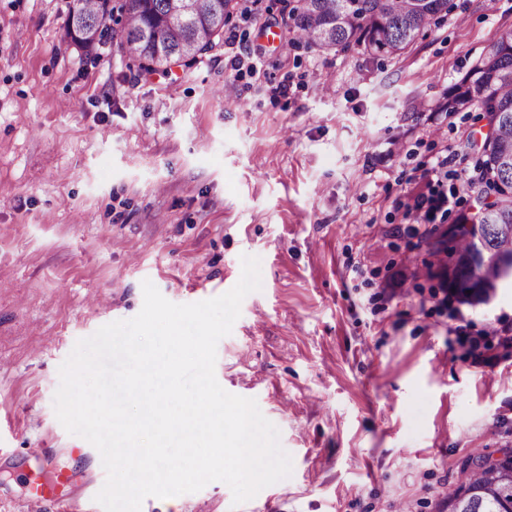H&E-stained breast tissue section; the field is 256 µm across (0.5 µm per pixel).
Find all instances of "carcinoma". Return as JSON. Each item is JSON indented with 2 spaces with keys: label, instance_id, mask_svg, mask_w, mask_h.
<instances>
[{
  "label": "carcinoma",
  "instance_id": "1",
  "mask_svg": "<svg viewBox=\"0 0 512 512\" xmlns=\"http://www.w3.org/2000/svg\"><path fill=\"white\" fill-rule=\"evenodd\" d=\"M192 1L201 15L226 18L234 0H78L70 10L66 34L92 53L113 41L129 59L148 70L161 50L173 63L190 42L201 56L217 32L187 15ZM452 10L451 0H296L291 11L295 38L321 51L359 47L371 55H399ZM99 29L89 41L84 31ZM477 109L495 122L479 144L478 180L471 183L478 208L462 213L459 224L470 230L448 234L441 242L448 256L465 263L453 272V293L479 305L480 287L498 277L487 254L512 259V31L483 52L477 65L444 93L438 110L455 114ZM457 512H512V465L493 469L475 460L463 465L455 492L448 497Z\"/></svg>",
  "mask_w": 512,
  "mask_h": 512
}]
</instances>
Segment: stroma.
Listing matches in <instances>:
<instances>
[{"instance_id":"obj_1","label":"stroma","mask_w":512,"mask_h":512,"mask_svg":"<svg viewBox=\"0 0 512 512\" xmlns=\"http://www.w3.org/2000/svg\"><path fill=\"white\" fill-rule=\"evenodd\" d=\"M453 2L372 57L296 41L285 0H239L196 62L148 73L114 48L86 59L73 0H0V512L57 468L70 512H103L101 456L55 414L60 365L140 312L143 281L204 301L245 255L262 288L215 375L278 428L292 475L238 506L216 481L141 512H439L466 460L512 448V356L458 344L434 297L447 258L405 216L446 147L477 178L479 113L437 105L512 31V0ZM460 310L478 340L512 332L510 288Z\"/></svg>"}]
</instances>
